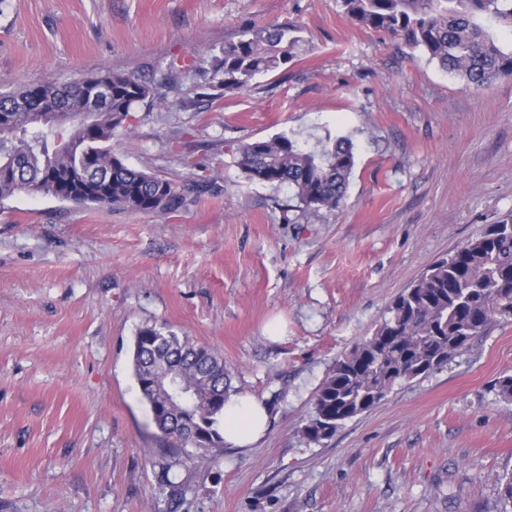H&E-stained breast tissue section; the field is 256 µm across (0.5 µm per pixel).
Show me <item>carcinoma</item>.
Listing matches in <instances>:
<instances>
[{"mask_svg":"<svg viewBox=\"0 0 512 512\" xmlns=\"http://www.w3.org/2000/svg\"><path fill=\"white\" fill-rule=\"evenodd\" d=\"M355 24L418 49L474 90L512 79V0H340ZM296 26L245 27L224 44L204 88L226 96L250 88L294 57ZM165 96L133 74L104 68L66 82L27 84L0 93V203L24 192L61 202L173 214L185 188L128 167L112 139L131 129L132 112ZM249 180L286 187L307 208L340 209L356 165L350 137L326 132L314 143L285 134L239 149ZM512 320V214L487 225L461 248L429 266L388 308L375 332L336 359L319 386L303 435L319 443L382 401L393 387L447 364L495 318ZM132 373L161 436L175 451L220 453L227 401L224 359L164 325L140 328ZM186 389L168 408L163 379Z\"/></svg>","mask_w":512,"mask_h":512,"instance_id":"carcinoma-1","label":"carcinoma"}]
</instances>
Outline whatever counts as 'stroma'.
Masks as SVG:
<instances>
[{"instance_id":"35a3bbf8","label":"stroma","mask_w":512,"mask_h":512,"mask_svg":"<svg viewBox=\"0 0 512 512\" xmlns=\"http://www.w3.org/2000/svg\"><path fill=\"white\" fill-rule=\"evenodd\" d=\"M298 25L294 59L188 103L242 27ZM110 68L154 84L113 146L191 198L161 217L17 194L0 203V512H504L512 321L313 443L336 358L437 259L512 213V80L476 91L339 0H0V92ZM348 135L343 207L237 164L246 142ZM216 185L199 193L197 175ZM166 325L220 354L270 424L212 462L172 459L132 375Z\"/></svg>"}]
</instances>
